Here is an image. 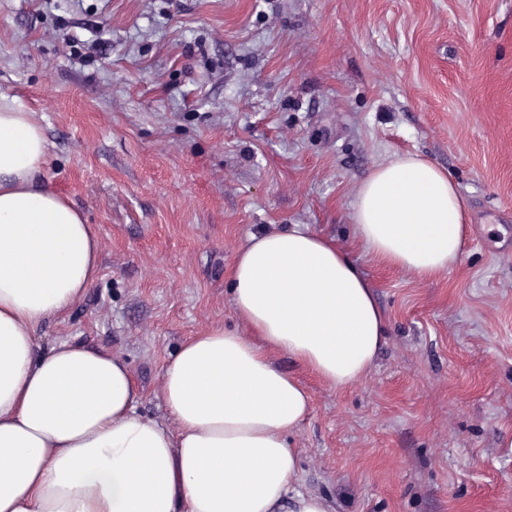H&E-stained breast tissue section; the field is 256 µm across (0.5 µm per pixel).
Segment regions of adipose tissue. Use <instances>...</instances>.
I'll return each instance as SVG.
<instances>
[{"label": "adipose tissue", "mask_w": 512, "mask_h": 512, "mask_svg": "<svg viewBox=\"0 0 512 512\" xmlns=\"http://www.w3.org/2000/svg\"><path fill=\"white\" fill-rule=\"evenodd\" d=\"M46 161L31 113L0 105V512H337L298 487L289 435L310 397L270 353L332 387L362 381L386 319L359 264L303 224L251 235L232 304L261 341L220 325L188 338L162 374L169 428L138 413L120 355L37 343L99 275L95 227L45 185ZM353 220L375 260L423 280L463 254L458 186L414 154L373 169Z\"/></svg>", "instance_id": "ef3b65f1"}]
</instances>
